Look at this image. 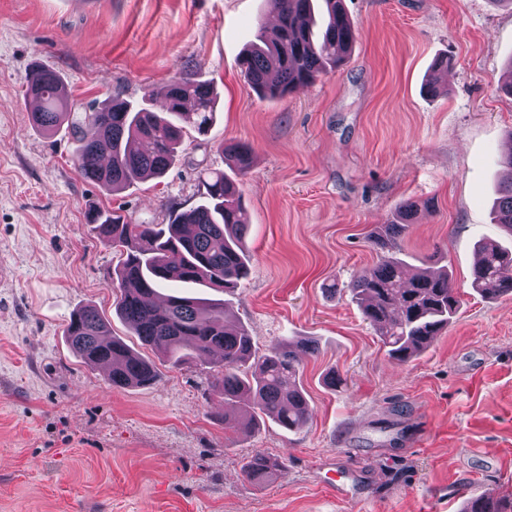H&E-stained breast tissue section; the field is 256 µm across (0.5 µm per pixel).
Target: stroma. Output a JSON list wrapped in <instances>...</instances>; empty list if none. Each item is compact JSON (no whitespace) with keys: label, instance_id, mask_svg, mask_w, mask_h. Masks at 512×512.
Returning a JSON list of instances; mask_svg holds the SVG:
<instances>
[{"label":"stroma","instance_id":"35a3bbf8","mask_svg":"<svg viewBox=\"0 0 512 512\" xmlns=\"http://www.w3.org/2000/svg\"><path fill=\"white\" fill-rule=\"evenodd\" d=\"M356 46L338 70L283 98H258L238 66L272 13L266 0H0V512H463L512 497V296L469 287L477 245L512 243L491 220L512 145V7L499 0H344ZM452 58L447 89L423 87ZM65 80L72 111L117 97L159 110L186 75L213 83L208 136L187 132L168 172L119 192L80 175L68 126L33 128V63ZM250 145L239 179L251 273L229 319L258 351L314 341L297 432L224 424L214 359L157 360L148 387L115 388L69 347L72 312L93 305L113 336L119 262L85 220L116 210L164 224L199 201L221 142ZM416 220L391 247L411 270L447 267L461 307L408 362L391 359L349 292L382 255L369 234L405 203ZM335 375V386L326 378ZM261 451L282 467L241 470ZM354 477L352 502L325 484ZM281 464L278 458L257 451L244 459L242 470L249 479L260 481L273 474Z\"/></svg>","mask_w":512,"mask_h":512}]
</instances>
